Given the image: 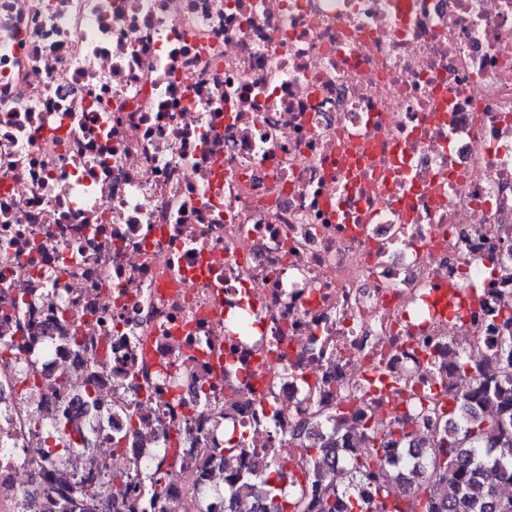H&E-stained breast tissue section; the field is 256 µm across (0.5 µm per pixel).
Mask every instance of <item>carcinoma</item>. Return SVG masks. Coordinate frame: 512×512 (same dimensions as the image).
<instances>
[{
    "label": "carcinoma",
    "instance_id": "cac0c4a2",
    "mask_svg": "<svg viewBox=\"0 0 512 512\" xmlns=\"http://www.w3.org/2000/svg\"><path fill=\"white\" fill-rule=\"evenodd\" d=\"M496 350L483 366L465 354L456 357L448 371V396L458 401L457 413L438 431L429 445L427 460L415 465L411 494L418 512H512V496L499 492L512 484V310L500 313ZM478 402L491 404L489 415L471 412ZM54 432L70 439L82 437L67 417L58 418ZM397 440L384 436L369 448H351L343 455L341 469L327 472L314 495L286 498L271 482L279 472L235 473V491L262 497V512H386L388 484L379 480L385 465L401 455ZM97 475L76 478L57 469L47 474L42 494L45 512H95L92 483ZM125 512H211L200 503L159 495L148 487L121 503Z\"/></svg>",
    "mask_w": 512,
    "mask_h": 512
}]
</instances>
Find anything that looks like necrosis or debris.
Instances as JSON below:
<instances>
[{
	"label": "necrosis or debris",
	"mask_w": 512,
	"mask_h": 512,
	"mask_svg": "<svg viewBox=\"0 0 512 512\" xmlns=\"http://www.w3.org/2000/svg\"><path fill=\"white\" fill-rule=\"evenodd\" d=\"M503 304L512 0H0V512L427 449ZM95 474L75 479L67 470L57 469L47 474L42 486V494L47 502L45 512H95L92 483L97 481ZM99 477V476H98Z\"/></svg>",
	"instance_id": "obj_1"
}]
</instances>
